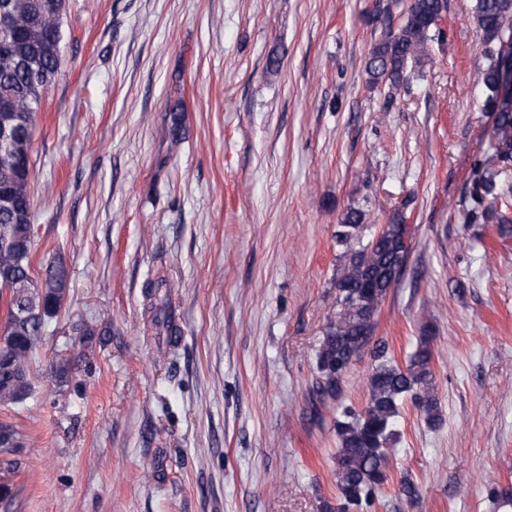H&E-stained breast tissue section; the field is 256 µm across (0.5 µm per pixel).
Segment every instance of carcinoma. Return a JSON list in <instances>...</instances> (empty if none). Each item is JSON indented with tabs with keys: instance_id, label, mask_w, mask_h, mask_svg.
<instances>
[{
	"instance_id": "1",
	"label": "carcinoma",
	"mask_w": 512,
	"mask_h": 512,
	"mask_svg": "<svg viewBox=\"0 0 512 512\" xmlns=\"http://www.w3.org/2000/svg\"><path fill=\"white\" fill-rule=\"evenodd\" d=\"M446 0H411L397 28L388 24L391 4H377L373 19L385 23L383 35L371 47L365 72L369 85L398 88L408 65L422 64L431 44L442 35L438 22ZM64 0H0V128L17 135L12 151L0 152V298L6 297V317L0 334V405L14 406L33 391L31 362L46 339L49 321L60 313L69 292L70 269L62 258L52 259L43 277L33 276L34 199L31 191L33 118L45 89L57 71L61 50ZM474 17L482 33L481 53L487 65L478 83L481 109L495 116L492 130L495 155L512 162V88L503 71L512 64V0H476ZM512 186L485 170L473 180L469 224H497L503 238L512 235ZM362 210L351 208L337 232L346 241L363 224ZM415 231L396 213L366 245L352 252L343 275L336 280V318L329 323L318 353L321 381L317 398H336L340 381L353 362L372 361L369 399L364 409L347 407L336 421V485L338 512L355 506L367 509L374 493L388 480L389 448L396 434L399 407L413 400L424 420H440L431 392L432 349L422 340L404 368L392 363L388 343L375 338L377 313L388 291L406 268ZM57 381L73 374L63 355L49 361ZM18 429L0 421V473L20 467L12 457ZM489 497L499 507L512 505V485H494Z\"/></svg>"
}]
</instances>
